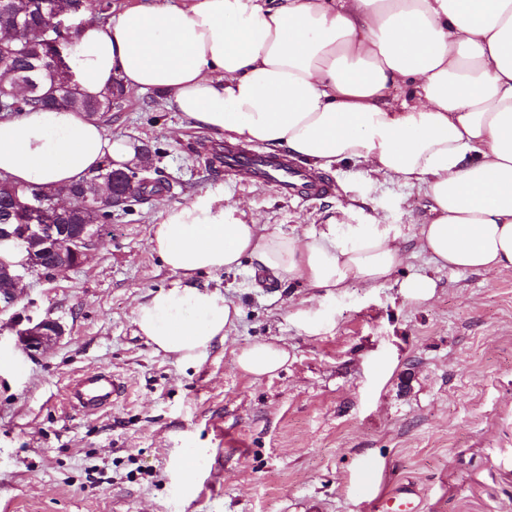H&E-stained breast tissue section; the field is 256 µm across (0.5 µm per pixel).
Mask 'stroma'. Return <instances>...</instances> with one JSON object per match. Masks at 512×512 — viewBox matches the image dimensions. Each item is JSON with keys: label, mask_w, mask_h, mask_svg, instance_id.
Returning a JSON list of instances; mask_svg holds the SVG:
<instances>
[{"label": "stroma", "mask_w": 512, "mask_h": 512, "mask_svg": "<svg viewBox=\"0 0 512 512\" xmlns=\"http://www.w3.org/2000/svg\"><path fill=\"white\" fill-rule=\"evenodd\" d=\"M105 128L155 149V178L171 183L132 212L113 209L83 263L29 274L0 315V512H370L402 482L419 512H512V270L455 273L409 250L395 278L320 301L318 336L287 321L302 284L250 264L198 283L240 309L230 339L186 366L139 336L133 311L174 276L149 246L163 206L209 193L244 222L306 235L323 224L381 219L409 235L427 215L422 189L343 163L336 189L314 203L226 179L205 150L216 133L128 97ZM435 279L434 296L406 300L401 282ZM64 327L48 351L19 346L12 316ZM284 345L287 365L256 378L234 366L239 347ZM104 369L127 384L93 415L65 402L69 383ZM194 453L195 477L183 460Z\"/></svg>", "instance_id": "1"}]
</instances>
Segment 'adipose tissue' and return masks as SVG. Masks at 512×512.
Listing matches in <instances>:
<instances>
[{
    "mask_svg": "<svg viewBox=\"0 0 512 512\" xmlns=\"http://www.w3.org/2000/svg\"><path fill=\"white\" fill-rule=\"evenodd\" d=\"M69 65L86 96L117 80L130 94L160 91L233 140L325 170L364 163L429 199L426 222L407 237L375 219L300 237L233 219L212 194L165 208L149 245L175 280L134 311L155 352L189 363L227 341L239 308L194 277L246 260L329 295L384 286L409 240L439 269H512V0H134L104 22L85 15ZM405 83L413 93L391 99ZM133 155L81 112L0 119V175L20 187L67 188ZM287 362L271 341L235 355L257 378Z\"/></svg>",
    "mask_w": 512,
    "mask_h": 512,
    "instance_id": "1",
    "label": "adipose tissue"
}]
</instances>
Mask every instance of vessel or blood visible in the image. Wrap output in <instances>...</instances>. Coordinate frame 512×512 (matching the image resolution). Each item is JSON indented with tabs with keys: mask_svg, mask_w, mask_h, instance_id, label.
Listing matches in <instances>:
<instances>
[{
	"mask_svg": "<svg viewBox=\"0 0 512 512\" xmlns=\"http://www.w3.org/2000/svg\"><path fill=\"white\" fill-rule=\"evenodd\" d=\"M224 174L252 186L275 185L281 196L299 202L322 198L334 189L328 179L307 169L299 161L260 149L245 151L225 147ZM121 389L122 385L115 376L99 371L80 376L71 386L67 400L75 409L99 410L115 401ZM385 503L392 512H415L417 508L415 493L407 487L388 494Z\"/></svg>",
	"mask_w": 512,
	"mask_h": 512,
	"instance_id": "1",
	"label": "vessel or blood"
}]
</instances>
